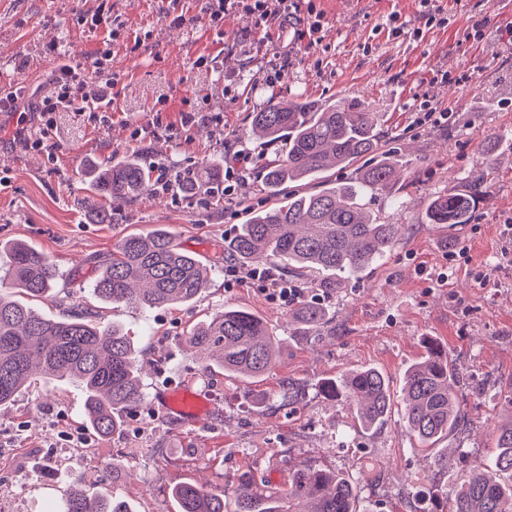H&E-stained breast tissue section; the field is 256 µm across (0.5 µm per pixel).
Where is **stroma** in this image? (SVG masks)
<instances>
[{
	"mask_svg": "<svg viewBox=\"0 0 512 512\" xmlns=\"http://www.w3.org/2000/svg\"><path fill=\"white\" fill-rule=\"evenodd\" d=\"M447 26L429 22L417 0H303L288 23L254 26L227 7L210 23L206 0H0V90L21 88L25 103L50 95L60 61L89 65L111 37L112 66L93 85L115 80L112 116L92 109L56 113L48 132L16 133L0 112V277L9 275L2 243L24 241L47 253L58 276L52 297L34 306L50 317L73 307L132 337L143 364L144 402L122 431L97 435L83 418L77 381L36 374L0 406V512H58L70 486L98 496L117 492L134 512H180L175 486L233 492L242 474L280 482L288 468L319 461L358 474L365 512H443V490L460 484L474 462L490 461L494 426L512 414V253L502 254L512 221V0H434ZM105 25L92 27L94 15ZM403 30L389 31L390 15ZM319 31H312L313 21ZM207 65H198L199 57ZM314 102L361 99L378 112L382 150L407 166L387 191L362 204L402 232L388 258L365 272L304 279L303 298L329 320L306 334L272 298L266 283L224 274V242L253 211L316 184L263 188L262 162L280 148L251 135L269 99ZM448 113L424 121V107ZM198 113L194 126L183 113ZM44 145L36 149L34 138ZM137 155L143 164L182 173L220 156L245 177L237 194L214 199L155 188L101 224L99 197L83 170ZM486 175L490 192L469 223L451 228L423 218L425 200L448 186ZM163 227L210 270L195 301L152 310L104 304L86 280L127 234ZM249 310L273 329L281 353L264 376L246 380L208 368L184 336L224 307ZM439 345L458 367L465 422L441 441L447 467L421 448L392 414L359 427L347 403L326 398L325 380L375 367L399 395L406 369ZM209 397L212 411L189 426L158 411V388L170 381Z\"/></svg>",
	"mask_w": 512,
	"mask_h": 512,
	"instance_id": "35a3bbf8",
	"label": "stroma"
}]
</instances>
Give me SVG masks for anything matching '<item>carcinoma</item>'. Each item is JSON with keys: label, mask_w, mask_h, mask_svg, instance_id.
<instances>
[{"label": "carcinoma", "mask_w": 512, "mask_h": 512, "mask_svg": "<svg viewBox=\"0 0 512 512\" xmlns=\"http://www.w3.org/2000/svg\"><path fill=\"white\" fill-rule=\"evenodd\" d=\"M378 120V113L360 100L319 104L298 99L283 104L270 99L251 122L255 135L281 147L278 158L263 163L268 192L329 169L346 168L367 154L373 162L353 183L290 195L272 208L254 212L224 244V255L242 265L287 263L301 273L334 274H359L385 259L401 226L379 223L359 202L364 191H382L397 183L401 169L395 157L378 154ZM223 170L221 161L207 160L196 171L176 175L175 182L185 190L211 194ZM84 176L90 190L105 201L98 222L110 224L117 210L148 189L152 171L129 156L91 165ZM488 189L481 177L472 180L466 192L449 187L428 200L427 223H469L475 204ZM7 249L11 287L31 298L50 297L57 276L53 261L23 241ZM208 278L209 269L196 256L183 252L168 232L155 230L123 237L91 288L101 301L153 309L193 301ZM290 317L298 328L313 331L325 324L327 313L307 301ZM185 342L235 378L263 375L280 352L279 340L260 317L229 306L193 328ZM35 370L82 386L86 425L98 435L119 430L122 415L143 399L139 354L124 332L87 312L47 318L0 291V405L9 403ZM456 382L457 365L435 345L427 346L426 355L405 371L406 430L427 449L464 419ZM322 392L354 405L355 418L365 429L386 421L394 405L387 377L372 367L328 379ZM360 486L358 477L306 462L289 469L276 486L244 475L231 511L226 495L195 485H180L174 494L181 512H293L296 499L306 500L310 512H357ZM59 512L131 509L116 493L104 499L70 491ZM448 512H512V419L496 427L493 469L473 466L448 499Z\"/></svg>", "instance_id": "1"}]
</instances>
